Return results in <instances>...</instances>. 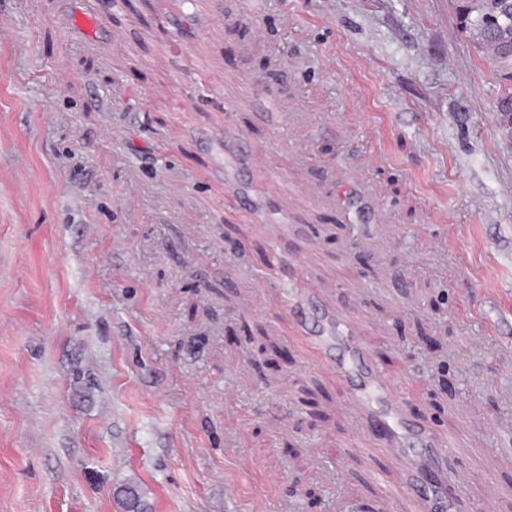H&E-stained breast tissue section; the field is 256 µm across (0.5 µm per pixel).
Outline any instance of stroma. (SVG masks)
Masks as SVG:
<instances>
[{
	"label": "stroma",
	"instance_id": "1",
	"mask_svg": "<svg viewBox=\"0 0 512 512\" xmlns=\"http://www.w3.org/2000/svg\"><path fill=\"white\" fill-rule=\"evenodd\" d=\"M216 1L0 0V512H416L275 237L512 512V137L456 0Z\"/></svg>",
	"mask_w": 512,
	"mask_h": 512
}]
</instances>
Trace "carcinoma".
I'll return each instance as SVG.
<instances>
[{
    "mask_svg": "<svg viewBox=\"0 0 512 512\" xmlns=\"http://www.w3.org/2000/svg\"><path fill=\"white\" fill-rule=\"evenodd\" d=\"M459 24L477 52L491 60L499 84L512 85V55L501 49L512 40V14L503 12L498 0H461Z\"/></svg>",
    "mask_w": 512,
    "mask_h": 512,
    "instance_id": "carcinoma-1",
    "label": "carcinoma"
}]
</instances>
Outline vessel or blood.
<instances>
[{"instance_id": "vessel-or-blood-1", "label": "vessel or blood", "mask_w": 512, "mask_h": 512, "mask_svg": "<svg viewBox=\"0 0 512 512\" xmlns=\"http://www.w3.org/2000/svg\"><path fill=\"white\" fill-rule=\"evenodd\" d=\"M270 280L275 287L273 301L298 326L315 325L308 339L310 348L318 357L335 363L345 382L346 403L362 430L376 437L388 457L399 464L401 485L414 496L420 512H448L452 503L434 472L449 452V441L429 425L408 417L397 388L382 377L351 323L342 315L320 309L314 288L291 286L276 272L271 273Z\"/></svg>"}]
</instances>
